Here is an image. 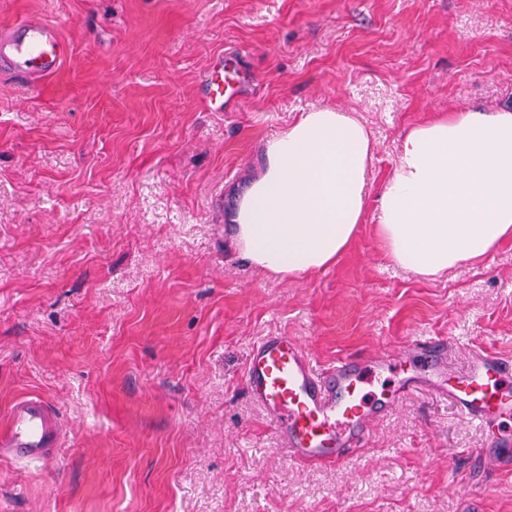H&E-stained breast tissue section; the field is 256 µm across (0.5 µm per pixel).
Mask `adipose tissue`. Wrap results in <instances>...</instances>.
<instances>
[{
  "mask_svg": "<svg viewBox=\"0 0 512 512\" xmlns=\"http://www.w3.org/2000/svg\"><path fill=\"white\" fill-rule=\"evenodd\" d=\"M369 130L346 113H301L268 141L227 217L238 255L279 278L323 269L367 208ZM376 233L396 266L435 277L512 237V108L451 112L410 128L381 188Z\"/></svg>",
  "mask_w": 512,
  "mask_h": 512,
  "instance_id": "obj_1",
  "label": "adipose tissue"
}]
</instances>
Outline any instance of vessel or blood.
Segmentation results:
<instances>
[{
	"mask_svg": "<svg viewBox=\"0 0 512 512\" xmlns=\"http://www.w3.org/2000/svg\"><path fill=\"white\" fill-rule=\"evenodd\" d=\"M71 52L58 26L30 18L0 32V73L29 85L56 75ZM239 52L220 57L202 75L204 101L212 112L232 111L248 80ZM387 388L374 383L387 372ZM245 385L273 423L278 442L304 464L342 462L361 448L371 427L400 399L421 390L454 403L462 420L483 428L498 466L512 465V360L471 349L462 370L448 366V341L409 339L400 358L381 351L346 355L327 369L313 364L301 342L284 334L262 337L250 350ZM65 434L50 405L39 397L14 403L0 423V457L45 461Z\"/></svg>",
	"mask_w": 512,
	"mask_h": 512,
	"instance_id": "b4317fda",
	"label": "vessel or blood"
}]
</instances>
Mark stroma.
<instances>
[{
	"label": "stroma",
	"mask_w": 512,
	"mask_h": 512,
	"mask_svg": "<svg viewBox=\"0 0 512 512\" xmlns=\"http://www.w3.org/2000/svg\"><path fill=\"white\" fill-rule=\"evenodd\" d=\"M32 14L72 53L43 87L0 82V422L38 396L65 435L0 458V512H512V469H469L486 435L451 401L409 395L353 457L300 465L244 382L273 332L322 369L413 336L457 370L512 358V240L427 279L374 232L406 129L512 106V0H0V25ZM233 49L250 81L207 111L200 77ZM324 107L372 134L364 222L335 264L269 277L214 201Z\"/></svg>",
	"instance_id": "obj_1"
}]
</instances>
